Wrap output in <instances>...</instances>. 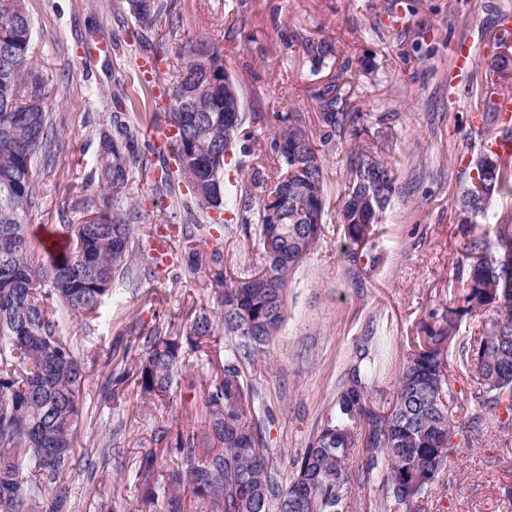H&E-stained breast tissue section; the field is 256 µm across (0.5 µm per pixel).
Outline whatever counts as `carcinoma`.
Instances as JSON below:
<instances>
[{
  "label": "carcinoma",
  "mask_w": 512,
  "mask_h": 512,
  "mask_svg": "<svg viewBox=\"0 0 512 512\" xmlns=\"http://www.w3.org/2000/svg\"><path fill=\"white\" fill-rule=\"evenodd\" d=\"M141 48L155 53L144 31L174 25L173 0H123ZM313 61L335 55L324 40L309 43ZM32 22L25 0H0V512H64L68 491L60 483L79 470L74 434L88 380L77 338L64 334L62 311L81 321L101 318L115 281L132 282L138 269L148 277L163 270L162 260L143 252L135 238L134 209L115 207L128 187L142 181L152 196L190 209L191 223L171 226L188 266L204 265L217 286V312L191 319L182 336L154 329L124 349L131 366L108 368L104 397L117 402L124 384L135 378L148 400L168 401L177 392L183 346L194 351L224 328V364L208 384L204 421L193 430H157L173 460L158 470L152 451L140 460L134 480L149 486L150 512H343L352 493L350 458L367 450L360 479L379 483L387 512H416L415 502L443 485L453 438L484 426L512 424V224H494V239L475 234L490 200L512 193V156L486 149L471 163L459 199L462 223L469 227L470 262L462 294L453 304L430 309L402 364L391 407L377 412L367 382L378 372L368 336L357 361L339 387L333 410L281 472L255 422L259 395L247 368L286 320L291 274L319 244L326 218V184L319 152L343 137L365 133L364 113L336 85L316 90L319 139L309 133L302 113L277 112L267 157L251 172L254 132L265 116L245 111L237 95L236 121L226 112L224 80L229 73L218 48L188 45L178 65L152 68L154 83L171 99L170 111L154 117L171 136L166 145L136 146L139 126L113 112L102 131L103 155L96 167L105 196L75 203L84 220L62 225L69 247L36 255L28 216L36 206L35 166L50 167L61 143L46 106L42 79L31 67ZM236 163L241 178L225 181L224 168ZM375 211L361 205L363 190ZM395 191L387 164L357 148L348 163L341 220L351 260L376 234ZM238 213L247 237L258 239L264 264L256 271L229 273L215 248L200 259L197 245L223 213ZM493 311L497 319L477 336H462L468 317ZM477 375L483 412L455 421L458 403L451 387V364Z\"/></svg>",
  "instance_id": "cac0c4a2"
}]
</instances>
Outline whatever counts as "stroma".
I'll return each mask as SVG.
<instances>
[{
	"label": "stroma",
	"instance_id": "1",
	"mask_svg": "<svg viewBox=\"0 0 512 512\" xmlns=\"http://www.w3.org/2000/svg\"><path fill=\"white\" fill-rule=\"evenodd\" d=\"M116 0H26L33 23L34 68L49 91L63 147L52 170H37L39 206L31 217L33 241L61 224L77 223L72 204L98 195L92 174L101 131L123 109L143 133L151 115L165 112L161 90L141 68L133 27L120 22ZM178 21L152 38L168 55L200 40L217 45L224 66L239 84L247 111L273 116L303 112L318 133L315 89L337 82L365 112L366 135L391 134L383 156L395 192L371 246L349 260L338 210L353 142L337 141L324 152L327 216L318 247L294 271L287 292V319L264 345L252 373L257 385L262 434L283 473L333 406L339 384L364 337L382 336L388 347L372 385L376 410L388 409L418 321L439 302L458 296L460 273L469 263V238L460 229L455 202L464 171L483 141L496 138L500 122L475 128L476 100L464 76L478 83L493 78L496 60L486 45L495 11L512 12V0H174ZM327 40L335 65L316 68L309 40ZM471 46L475 63L458 74L455 51ZM122 77L130 100L112 101L114 77ZM137 207L143 247L185 223L179 206L153 204L145 183H135L122 202ZM221 247L230 271L255 268L262 257L255 239L238 221L205 236L202 251ZM216 307L204 272L175 265L139 286L117 282L112 303L91 325L71 321L66 333L80 337L89 380L76 434L75 455L97 440L111 441L112 459L93 475L71 474L69 512H112L121 502L139 512L145 489L130 482L158 426L197 421L213 371L189 353L180 388L166 403L142 398L135 380L122 400L104 402L101 385L110 355H122L130 340L155 324L185 330L195 313ZM443 486L421 499L419 512H506L512 490V429L490 425L483 436L459 435Z\"/></svg>",
	"mask_w": 512,
	"mask_h": 512
}]
</instances>
